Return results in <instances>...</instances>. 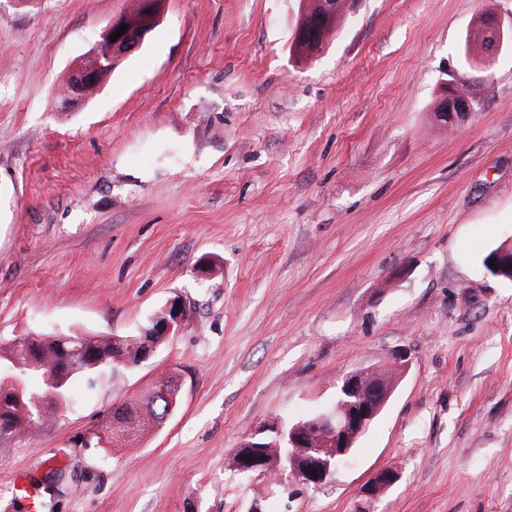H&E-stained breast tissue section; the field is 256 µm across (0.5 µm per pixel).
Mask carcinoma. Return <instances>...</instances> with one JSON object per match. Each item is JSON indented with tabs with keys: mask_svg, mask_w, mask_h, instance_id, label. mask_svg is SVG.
Segmentation results:
<instances>
[{
	"mask_svg": "<svg viewBox=\"0 0 512 512\" xmlns=\"http://www.w3.org/2000/svg\"><path fill=\"white\" fill-rule=\"evenodd\" d=\"M325 14L323 0H308L298 30L302 31ZM343 17L330 22L320 37L310 40H294L295 55L309 58L320 53L326 46L329 33L339 32ZM142 334L126 336L85 335H35L15 338L0 344V434H29L43 421L53 416L65 401L70 381L78 374H91L116 363L126 364L130 351L136 349ZM82 344L85 351L93 352L101 365L94 366L86 360L70 361L71 349ZM37 373L42 378L43 389L31 393L24 389L21 377ZM157 384L169 390L164 398L148 389L133 402H126L112 412L111 422H118L116 431L103 437L95 436V445L132 447L149 432L163 424L171 403L178 400V382L173 373L164 372ZM264 462L276 464L288 456L286 448H242L236 454V468L247 464L251 455Z\"/></svg>",
	"mask_w": 512,
	"mask_h": 512,
	"instance_id": "cac0c4a2",
	"label": "carcinoma"
}]
</instances>
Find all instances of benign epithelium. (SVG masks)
<instances>
[{
	"label": "benign epithelium",
	"mask_w": 512,
	"mask_h": 512,
	"mask_svg": "<svg viewBox=\"0 0 512 512\" xmlns=\"http://www.w3.org/2000/svg\"><path fill=\"white\" fill-rule=\"evenodd\" d=\"M126 18L120 16L102 31L100 39L90 60L78 68L73 76L72 91L74 99L70 105L85 102L89 86L96 82L98 71L113 56H127L142 45L148 31L133 34L123 33L116 41L113 35ZM487 31L492 34L491 54L496 56L504 44V30L501 20L491 13L487 19ZM450 81L441 82L443 92L442 106L434 113L436 120L444 126H458L475 111L474 100L448 90ZM164 314L156 319V325L150 337L144 338L136 357L129 360L127 366L134 367L150 357L165 338L176 331L184 322L186 308L180 300L173 298L163 308ZM394 385L386 383L383 369H361L349 372L341 377L336 385V397L332 407L314 415L306 422H295L288 428V447L295 449L292 465H283L278 473L290 471L298 482L305 485L320 486L335 473L339 465L352 455L355 445L373 424L389 400ZM312 427L319 431L324 444H311L305 440L304 428ZM399 479L398 472L392 468H382L371 478L366 493L376 497L391 488Z\"/></svg>",
	"instance_id": "obj_1"
}]
</instances>
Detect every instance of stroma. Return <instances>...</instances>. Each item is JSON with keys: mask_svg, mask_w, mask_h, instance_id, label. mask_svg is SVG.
Instances as JSON below:
<instances>
[{"mask_svg": "<svg viewBox=\"0 0 512 512\" xmlns=\"http://www.w3.org/2000/svg\"><path fill=\"white\" fill-rule=\"evenodd\" d=\"M318 56L304 0H163L81 107L60 95L134 0H0V342L130 335L187 316L135 367L77 377L0 436V512H512V51L440 81L512 0H350ZM407 356L353 458L318 487L242 475V439L326 407L349 371ZM179 402L131 448L83 437L158 373ZM398 482L372 497L381 468ZM449 84L450 81H448V79H444L441 82L443 97L438 100L435 110L441 100H443V104L438 112H434V116L436 120L444 126H458L463 123L472 112H476L473 99L477 100V109L480 107V100L474 95H472L473 99H471L456 92H448Z\"/></svg>", "mask_w": 512, "mask_h": 512, "instance_id": "stroma-1", "label": "stroma"}]
</instances>
